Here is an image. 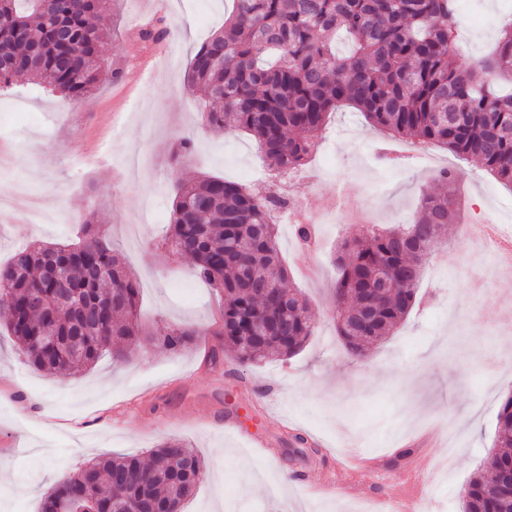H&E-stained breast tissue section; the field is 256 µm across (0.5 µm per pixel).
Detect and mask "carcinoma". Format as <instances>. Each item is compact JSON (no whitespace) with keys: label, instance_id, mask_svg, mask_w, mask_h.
Wrapping results in <instances>:
<instances>
[{"label":"carcinoma","instance_id":"cac0c4a2","mask_svg":"<svg viewBox=\"0 0 512 512\" xmlns=\"http://www.w3.org/2000/svg\"><path fill=\"white\" fill-rule=\"evenodd\" d=\"M111 0H0V88L25 76L74 105L89 103L112 43ZM224 29L190 59L185 83L216 103V131L244 130L267 166L306 164L329 114L351 105L373 126L419 147L473 159L512 186V20L492 54L462 70L458 0H233ZM340 33L352 43L333 51ZM448 192L426 195L410 224H366L347 239L333 288L338 335L356 356L383 341L412 310L421 262L453 219L458 172L437 173ZM283 200L218 176L177 184L163 245L192 261L195 277L224 291L218 345L242 364L287 359L313 335L309 303L287 285L277 246ZM78 245H35L0 267L8 305L0 325L29 363L56 375L122 361L140 344L139 287L112 241L85 224ZM385 280L390 288L373 293ZM56 336L51 346L41 334ZM195 329L174 325L160 338L184 349ZM495 451L471 476L462 512H512V394L497 415ZM205 474L185 443L166 440L150 453L105 457L58 483L42 512L68 499L85 512H128L150 502L182 512Z\"/></svg>","mask_w":512,"mask_h":512}]
</instances>
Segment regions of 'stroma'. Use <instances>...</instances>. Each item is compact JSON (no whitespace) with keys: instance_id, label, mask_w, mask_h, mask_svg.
<instances>
[{"instance_id":"obj_1","label":"stroma","mask_w":512,"mask_h":512,"mask_svg":"<svg viewBox=\"0 0 512 512\" xmlns=\"http://www.w3.org/2000/svg\"><path fill=\"white\" fill-rule=\"evenodd\" d=\"M460 7L457 61L466 69L493 49L512 0ZM231 8V0H112L108 66L89 105L21 80L0 89V127L10 130L0 135V264L34 243L76 242L92 221L135 275L151 334L179 323L198 331L182 351L147 343L124 363L106 356L60 377L34 368L0 327V512H41L64 476L102 456L148 458L166 438L189 443L207 463L184 512H347L358 498L461 512L472 473L493 449L499 407L512 392V356L498 355L512 332V288L461 228L512 225V190L446 150L419 160L417 147L388 140L348 105L329 115L307 164L278 179L253 138L206 123L204 103L184 82L195 49ZM164 25L174 35L159 63L143 34ZM183 138L195 152L180 164L172 151ZM444 167L460 174V207L416 304L393 336L351 356L330 310L338 248L359 233L356 213L388 227L411 222ZM204 175L267 183L292 201L278 216L277 244L315 332L289 359L210 358L224 296L162 247L177 181ZM31 196L45 223H29ZM299 211L313 222L314 241H298ZM234 420L241 435L226 429ZM254 433L271 442L268 455L249 450ZM298 433L337 457L303 450ZM353 442L359 467L346 449Z\"/></svg>"}]
</instances>
